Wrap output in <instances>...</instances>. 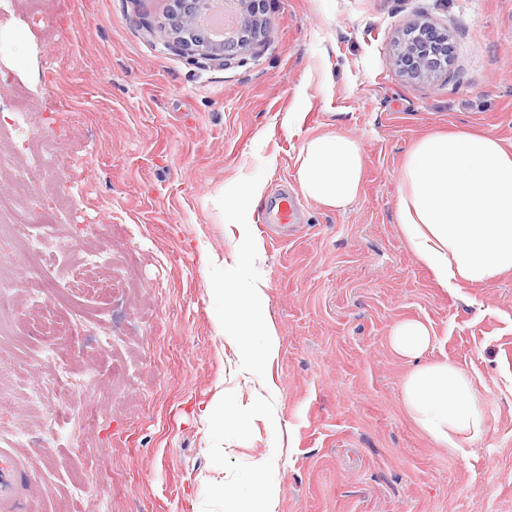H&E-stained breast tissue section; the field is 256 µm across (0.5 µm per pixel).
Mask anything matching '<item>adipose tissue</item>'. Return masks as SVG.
I'll return each instance as SVG.
<instances>
[{"label":"adipose tissue","mask_w":512,"mask_h":512,"mask_svg":"<svg viewBox=\"0 0 512 512\" xmlns=\"http://www.w3.org/2000/svg\"><path fill=\"white\" fill-rule=\"evenodd\" d=\"M360 142L338 131L309 137L296 158L301 194L336 211L359 197L364 171ZM398 222L416 257L438 284L450 291L489 283L512 272V147L490 134H428L407 150L399 170ZM228 308L215 323L232 345L242 372L254 373L272 362L279 349L277 329L265 313L266 284L251 277L230 289ZM435 335L419 319L389 330L399 356L415 361L404 378L402 402L415 424L449 454L461 455L486 432L483 398L474 377L447 362L421 363ZM278 461L253 464L255 493L237 499L216 482L215 496L225 512H271L277 492L265 482Z\"/></svg>","instance_id":"ef3b65f1"}]
</instances>
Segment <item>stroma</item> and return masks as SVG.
I'll list each match as a JSON object with an SVG mask.
<instances>
[{"label": "stroma", "mask_w": 512, "mask_h": 512, "mask_svg": "<svg viewBox=\"0 0 512 512\" xmlns=\"http://www.w3.org/2000/svg\"><path fill=\"white\" fill-rule=\"evenodd\" d=\"M172 0H0V195L35 145L72 202L63 223L28 215L48 242L40 285L0 240L13 327L0 334V448L37 463L29 512H196L216 480L253 490L251 462L279 467L274 512H512V273L438 286L397 217L413 141L475 129L512 144V0H268L264 42L226 65L171 48ZM448 34L434 80L395 63L403 30ZM336 129L365 152L359 199L336 212L301 199L272 233L225 223L233 194L297 193L302 141ZM261 256L243 268L250 241ZM112 254L77 285L87 245ZM221 267L209 264L211 256ZM267 284L280 340L259 377L217 332L216 285ZM427 321L428 361L468 370L487 432L449 455L401 401L408 359L388 331ZM66 376L67 413L49 383ZM277 408L254 401L258 379ZM223 393L224 419L201 411ZM223 459L209 449L215 439Z\"/></svg>", "instance_id": "stroma-1"}]
</instances>
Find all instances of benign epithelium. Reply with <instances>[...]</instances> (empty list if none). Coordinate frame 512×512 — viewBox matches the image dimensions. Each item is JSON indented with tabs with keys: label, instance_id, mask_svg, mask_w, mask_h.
Here are the masks:
<instances>
[{
	"label": "benign epithelium",
	"instance_id": "obj_1",
	"mask_svg": "<svg viewBox=\"0 0 512 512\" xmlns=\"http://www.w3.org/2000/svg\"><path fill=\"white\" fill-rule=\"evenodd\" d=\"M266 0H236L244 23L222 40L215 39L201 24L210 0H174L172 47L190 52L204 60L220 59L229 63L239 52L261 43L269 32L267 19L262 17ZM450 57L448 36L421 27L410 31L403 40L398 62L412 79L431 78L447 70Z\"/></svg>",
	"mask_w": 512,
	"mask_h": 512
}]
</instances>
